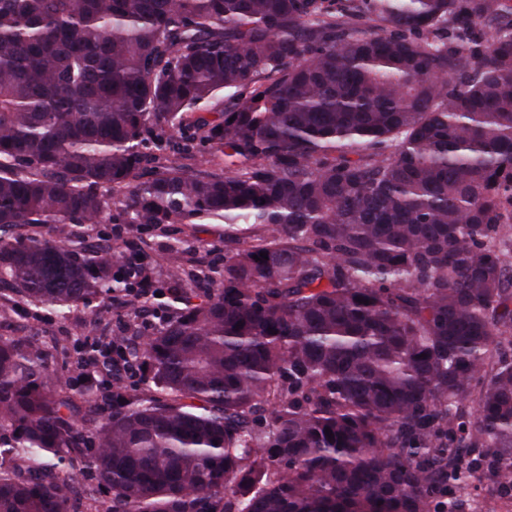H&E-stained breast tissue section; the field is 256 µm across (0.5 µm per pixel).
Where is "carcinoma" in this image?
<instances>
[{
	"mask_svg": "<svg viewBox=\"0 0 512 512\" xmlns=\"http://www.w3.org/2000/svg\"><path fill=\"white\" fill-rule=\"evenodd\" d=\"M211 221L198 303L179 249L162 289L73 239ZM508 255L512 0H0V317L167 298L65 379L0 335V512H464L481 456L512 491Z\"/></svg>",
	"mask_w": 512,
	"mask_h": 512,
	"instance_id": "cac0c4a2",
	"label": "carcinoma"
}]
</instances>
